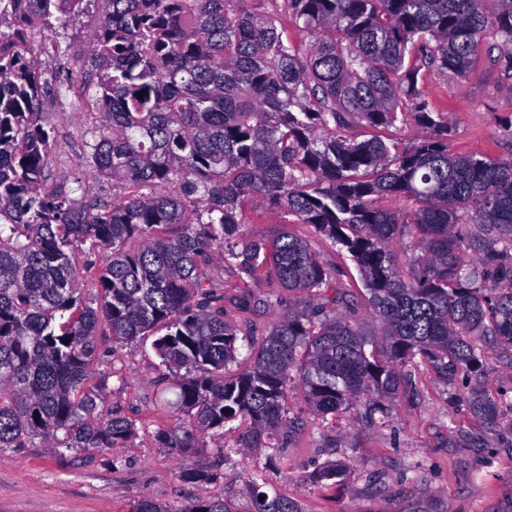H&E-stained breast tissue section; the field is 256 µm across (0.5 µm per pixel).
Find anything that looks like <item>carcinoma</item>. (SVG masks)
Instances as JSON below:
<instances>
[{
    "label": "carcinoma",
    "mask_w": 512,
    "mask_h": 512,
    "mask_svg": "<svg viewBox=\"0 0 512 512\" xmlns=\"http://www.w3.org/2000/svg\"><path fill=\"white\" fill-rule=\"evenodd\" d=\"M88 2L0 0V455L119 448L134 435L89 382L102 328L121 345L164 331L152 346L173 375L160 398L177 424L157 433L163 448H197L238 418L250 421L239 447H267L288 427L293 377L313 413L336 417L398 395L403 366L452 382L480 343L512 350V159L453 152L422 89L431 72L467 79L483 56L512 77V0H107L82 87L95 112L81 159L119 193L95 202L79 179L51 180L39 102L71 87L52 61L28 58L35 25L64 56ZM284 18L309 49L283 36ZM400 118L424 132L403 149L349 135ZM257 198L349 254L382 340L307 240L286 228L244 239ZM406 232L407 270L390 248ZM81 267L94 270L88 295ZM226 268L243 289L232 297ZM268 277L305 308L248 291ZM226 302L275 312L237 373L242 331ZM263 472L251 476L255 512H299L262 491ZM344 473L330 463L315 479ZM183 512L232 510L215 497Z\"/></svg>",
    "instance_id": "cac0c4a2"
}]
</instances>
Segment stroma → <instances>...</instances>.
<instances>
[{"label":"stroma","instance_id":"stroma-1","mask_svg":"<svg viewBox=\"0 0 512 512\" xmlns=\"http://www.w3.org/2000/svg\"><path fill=\"white\" fill-rule=\"evenodd\" d=\"M93 0L69 31V57L57 75L73 84L85 78L92 35L106 12ZM423 90L436 111L455 129L454 152L490 159L512 158V78L501 77L480 60L468 80L427 74ZM39 110L54 135L49 165L54 180L78 174L80 140L89 113L62 107L53 93ZM291 232L310 242L321 262L339 274L356 304L361 327L378 332L358 269L348 254L307 224ZM98 372L108 373L110 408L130 417L137 432L114 450L77 448L51 453L28 448L0 456V512H130L142 498L183 512L220 495L232 512H253L250 473L267 462L265 489L298 501L302 512H512V353L490 348L476 370L446 383L430 367H408L409 387L371 419L364 403L337 421L321 419L297 385L288 389L294 424L280 454L267 448L244 450L237 443L246 422L227 424L223 438L207 437L183 451L159 447L156 434L176 421L158 402L166 371L151 339L120 346L98 336ZM482 391L497 403L487 420L472 402ZM231 449L221 458L218 446ZM347 466L344 481L325 485L316 471L331 462ZM216 470L218 482L187 479L183 472Z\"/></svg>","mask_w":512,"mask_h":512}]
</instances>
